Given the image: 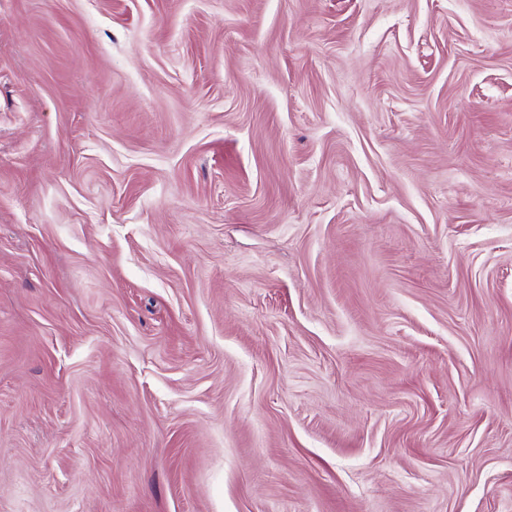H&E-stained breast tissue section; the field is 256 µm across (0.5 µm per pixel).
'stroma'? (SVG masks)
<instances>
[{
  "instance_id": "stroma-1",
  "label": "stroma",
  "mask_w": 512,
  "mask_h": 512,
  "mask_svg": "<svg viewBox=\"0 0 512 512\" xmlns=\"http://www.w3.org/2000/svg\"><path fill=\"white\" fill-rule=\"evenodd\" d=\"M0 512H512V0H0Z\"/></svg>"
}]
</instances>
